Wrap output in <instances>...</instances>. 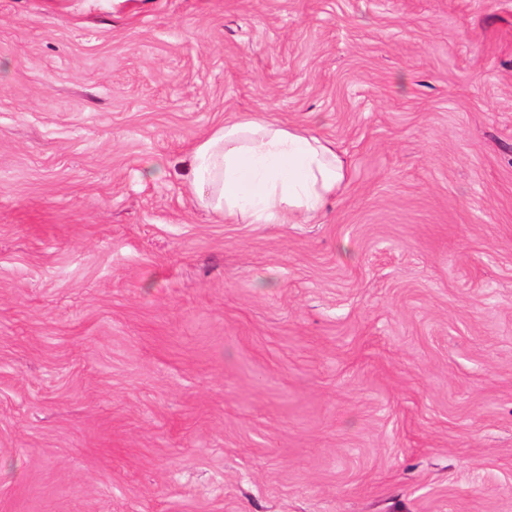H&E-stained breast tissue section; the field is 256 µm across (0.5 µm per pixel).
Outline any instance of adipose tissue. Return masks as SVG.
I'll return each instance as SVG.
<instances>
[{
  "instance_id": "1",
  "label": "adipose tissue",
  "mask_w": 512,
  "mask_h": 512,
  "mask_svg": "<svg viewBox=\"0 0 512 512\" xmlns=\"http://www.w3.org/2000/svg\"><path fill=\"white\" fill-rule=\"evenodd\" d=\"M203 207L234 224H302L345 179L333 144L291 127L241 117L213 131L191 156Z\"/></svg>"
}]
</instances>
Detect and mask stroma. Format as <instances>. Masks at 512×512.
I'll use <instances>...</instances> for the list:
<instances>
[{
    "mask_svg": "<svg viewBox=\"0 0 512 512\" xmlns=\"http://www.w3.org/2000/svg\"><path fill=\"white\" fill-rule=\"evenodd\" d=\"M240 115L315 218L199 205ZM0 512H512V0H0ZM192 184L203 207L233 224H302L345 179L333 144L306 131L240 117L194 150Z\"/></svg>",
    "mask_w": 512,
    "mask_h": 512,
    "instance_id": "obj_1",
    "label": "stroma"
}]
</instances>
